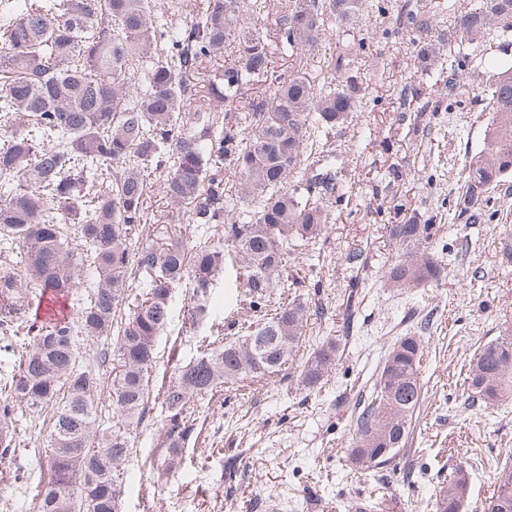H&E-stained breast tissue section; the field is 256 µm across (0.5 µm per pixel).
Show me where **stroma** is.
Masks as SVG:
<instances>
[{
    "mask_svg": "<svg viewBox=\"0 0 512 512\" xmlns=\"http://www.w3.org/2000/svg\"><path fill=\"white\" fill-rule=\"evenodd\" d=\"M473 0H367L359 27L327 31L332 51L358 43L352 72L364 82L357 104L363 139L350 130L318 140L298 180L335 170L350 202L334 204L329 242L300 270V293L312 311L306 338L340 341L335 374L321 392L302 398L295 373L275 382L234 385L197 405L200 434L185 450L186 464L168 469L157 437L161 408H153L136 430L126 464L120 512H355V506L395 496L400 512H427L440 469L469 462L472 481L466 512H480L495 490L497 462L512 450V406L465 408L464 377L474 349L512 327V263L502 262L498 243L512 225V178L488 190L484 218L462 224L468 251L449 241L444 285L402 293L384 284L389 252L382 227L397 211L417 212L450 224L458 176L469 156L485 146L489 112L478 94L488 62L512 61V36L490 32L462 44L465 63L456 87L447 75L417 69L414 45L420 31L407 10L430 15L431 35L452 31ZM364 250L357 269L344 261L350 246ZM191 283L175 290L172 322L157 345L156 375L169 377L176 360L196 353L209 330L200 322L186 333ZM433 311L422 364L426 399L407 448L395 460L396 476L353 470L347 455L350 408L337 405L341 386L371 380L383 350L413 332L415 316ZM49 411H25L22 443L0 463V512H36L35 494L47 470L33 452V431ZM235 458L241 479L228 478ZM412 472L411 483L401 479ZM234 496H227L228 487Z\"/></svg>",
    "mask_w": 512,
    "mask_h": 512,
    "instance_id": "1",
    "label": "stroma"
}]
</instances>
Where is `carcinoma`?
<instances>
[{
	"label": "carcinoma",
	"instance_id": "cac0c4a2",
	"mask_svg": "<svg viewBox=\"0 0 512 512\" xmlns=\"http://www.w3.org/2000/svg\"><path fill=\"white\" fill-rule=\"evenodd\" d=\"M364 0H285L276 41L252 28L240 0H209L190 25L174 21L179 2L151 0H3L0 4V118L20 129L0 138V335L12 370L0 400V456L20 444L15 405L52 408L39 459L51 479L38 493V512H119L133 428L150 412H165L159 447L170 466L183 464L195 434L193 406L228 384L271 380L295 362L310 317L299 296L267 310L273 295L299 283L288 264L302 246L328 243L336 172L288 185L316 138L354 122L364 88L350 74L353 53L330 58L327 74L298 66L277 75V47L295 61L316 55L326 26H353ZM460 40L495 28L512 33V0H479L457 20ZM236 63L217 70L209 99L231 105L242 90L270 81L269 97L250 102L240 117L186 112L198 94L191 80L205 59ZM424 71L459 70L445 44L417 49ZM482 96L492 116L486 146L462 171L458 216L483 219L486 192L512 175V65L490 62ZM240 174L238 213L225 196L221 164ZM165 170L159 188L178 210L179 224L162 242L144 236L153 185L147 171ZM74 231L73 246L63 223ZM224 243H212V226ZM443 224L411 216L383 226L392 246L385 269L392 288L442 285L448 263L439 255ZM222 269L236 271L235 300L257 320L239 336L213 342L173 368L150 396L157 341L171 322L176 288L191 281L196 302L190 326L209 315L208 292ZM91 280L87 303L74 318L40 315L69 295L78 276ZM39 293L31 298L28 284ZM135 301L122 307L132 289ZM418 330L387 346L367 390L342 392L354 423L351 465L384 472L409 442L425 400ZM340 341L326 338L298 365L297 390L319 391L336 369ZM464 387L469 406L512 402V331L473 351ZM108 391L112 423L96 426L98 400ZM496 491L482 512H512V458L497 471ZM470 472L460 464L439 483L432 512H464Z\"/></svg>",
	"mask_w": 512,
	"mask_h": 512
}]
</instances>
